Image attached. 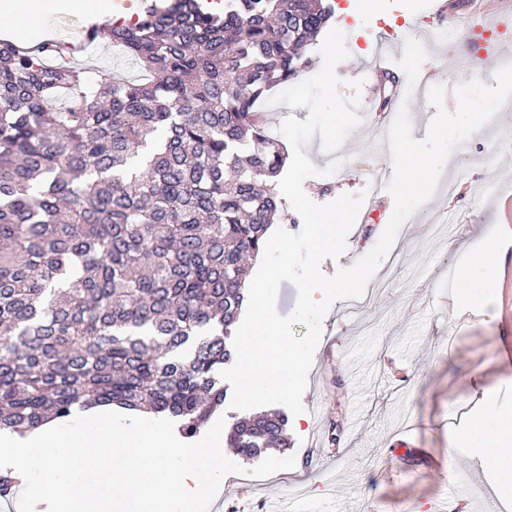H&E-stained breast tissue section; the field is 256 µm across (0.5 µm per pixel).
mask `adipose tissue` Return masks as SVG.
<instances>
[{"label":"adipose tissue","mask_w":512,"mask_h":512,"mask_svg":"<svg viewBox=\"0 0 512 512\" xmlns=\"http://www.w3.org/2000/svg\"><path fill=\"white\" fill-rule=\"evenodd\" d=\"M81 8L101 15L110 14V0H0V10L14 19L13 30L24 38H35L39 33L38 17L73 8ZM451 445H461L480 452L494 447L492 466L504 474L512 473V417L494 415L474 421L468 428L451 434Z\"/></svg>","instance_id":"obj_1"}]
</instances>
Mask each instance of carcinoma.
Wrapping results in <instances>:
<instances>
[{"label":"carcinoma","mask_w":512,"mask_h":512,"mask_svg":"<svg viewBox=\"0 0 512 512\" xmlns=\"http://www.w3.org/2000/svg\"><path fill=\"white\" fill-rule=\"evenodd\" d=\"M331 17L323 0H151L109 31L141 83L0 40V430L113 405L191 438L224 404L246 258L283 210L259 101ZM229 443L286 448L285 419H240Z\"/></svg>","instance_id":"1"}]
</instances>
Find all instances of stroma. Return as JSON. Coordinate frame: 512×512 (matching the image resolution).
<instances>
[{"mask_svg": "<svg viewBox=\"0 0 512 512\" xmlns=\"http://www.w3.org/2000/svg\"><path fill=\"white\" fill-rule=\"evenodd\" d=\"M436 0H352L334 9L330 25L343 31L348 58L336 72L343 97H378L371 75L383 45L402 57L421 17L435 16ZM109 17L60 14L49 20L46 36L72 49V66L91 67L97 78L138 71L113 51ZM424 66L438 82L459 84L482 77L473 44L460 36L430 44ZM512 131V111L498 113L472 140L485 148L483 165L468 179L454 181V193L436 192L401 227L397 257H385L375 273L380 294L361 313L349 317L335 302L321 322L303 395L318 417L299 416L288 427V445L277 457L295 456L296 465L264 479L231 480L221 487L214 512H266L272 498L298 491L307 512H451L450 488L472 493L470 512H487L503 473L484 465L469 449L452 448L448 435L481 416H512V281L496 277L481 305L454 302L456 282L448 273L467 266L486 235L498 244V269L512 267V228L499 223L490 204L512 194V146L491 150L495 135ZM386 129L359 125L347 138L349 162L325 177L303 184L315 203L341 194L361 196L370 182L360 176L362 162L392 170ZM392 216L355 224L339 260L325 259L324 275L352 266L379 240ZM334 431L335 445L314 449L316 435Z\"/></svg>", "mask_w": 512, "mask_h": 512, "instance_id": "1", "label": "stroma"}]
</instances>
